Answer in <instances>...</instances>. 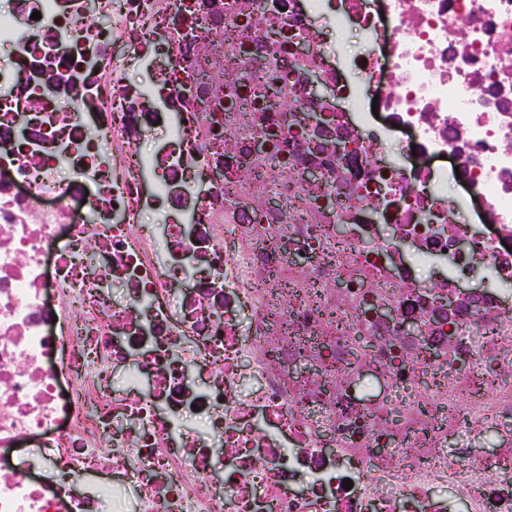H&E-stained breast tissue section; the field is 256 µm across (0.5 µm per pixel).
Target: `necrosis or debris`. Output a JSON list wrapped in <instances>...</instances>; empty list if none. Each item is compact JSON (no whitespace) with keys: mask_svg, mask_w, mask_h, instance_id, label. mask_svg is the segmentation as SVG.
<instances>
[{"mask_svg":"<svg viewBox=\"0 0 512 512\" xmlns=\"http://www.w3.org/2000/svg\"><path fill=\"white\" fill-rule=\"evenodd\" d=\"M9 2L0 512H512V299L463 285L512 283V0ZM312 4L365 56L338 66ZM229 54L332 94L240 117ZM476 201L489 230L456 220Z\"/></svg>","mask_w":512,"mask_h":512,"instance_id":"4bbe7bcc","label":"necrosis or debris"}]
</instances>
